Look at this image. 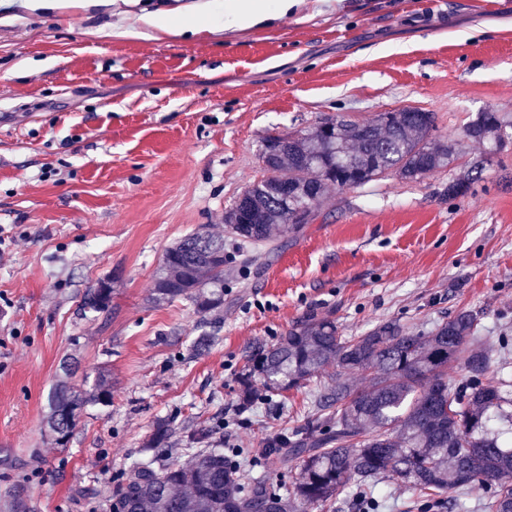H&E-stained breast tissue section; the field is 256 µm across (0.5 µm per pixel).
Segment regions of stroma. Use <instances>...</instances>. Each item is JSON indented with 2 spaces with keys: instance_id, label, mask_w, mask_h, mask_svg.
<instances>
[{
  "instance_id": "35a3bbf8",
  "label": "stroma",
  "mask_w": 512,
  "mask_h": 512,
  "mask_svg": "<svg viewBox=\"0 0 512 512\" xmlns=\"http://www.w3.org/2000/svg\"><path fill=\"white\" fill-rule=\"evenodd\" d=\"M224 3L0 7V512H109L159 420L181 435L211 424L219 448L302 431L313 384L272 396L256 380L244 409L237 375L248 346L310 316L358 336L474 309L512 379V142L463 197L448 183L481 158L475 142L414 181L329 186L314 223L245 257L224 222L263 177L268 136L410 106L452 144L476 113L512 117V0H302L247 29L225 24ZM197 6L210 22L194 33L141 21ZM199 229L233 255L204 328L185 303L149 300L166 249ZM107 277L114 310L97 317L82 301ZM204 329L218 341L197 357ZM101 372L111 403L86 406L57 443L50 392Z\"/></svg>"
}]
</instances>
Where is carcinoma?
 I'll list each match as a JSON object with an SVG mask.
<instances>
[{"instance_id": "1", "label": "carcinoma", "mask_w": 512, "mask_h": 512, "mask_svg": "<svg viewBox=\"0 0 512 512\" xmlns=\"http://www.w3.org/2000/svg\"><path fill=\"white\" fill-rule=\"evenodd\" d=\"M336 127L317 125L299 137L272 135L280 143L275 176L251 185L247 208L253 226L244 228L235 208L224 223L236 236L262 244L310 223L328 186L350 180L362 186L392 174L415 180L445 168L452 148L432 138V112L403 108L368 121L335 119ZM512 121L496 112H479L463 127L464 135L484 146L485 155L464 175L448 183V196L465 195L473 172L499 152ZM224 241L203 231L184 236L164 253L153 281L156 302H188L204 317L224 302ZM112 281L88 290L82 307L112 311ZM478 313L461 310L428 335L398 320H387L360 336H343L330 317H309L268 343H257L244 356L239 375L242 403L253 400L251 379L261 377L275 392L298 388L327 366L336 372L321 383L311 400L314 439L288 440V446L251 453L252 464L271 465L289 482L254 478L224 459L203 425L190 438L185 464L136 462L113 487L110 512H305L326 510L353 487L357 500L377 508L376 481L392 479L424 496L456 499L481 492L482 512H512V437L498 423H512V398L496 377L497 361L475 336ZM462 366L460 383L448 380V367ZM370 370L373 383L360 389L349 375ZM110 385L100 376L93 389L57 385L50 403L49 427L66 413L87 404H107ZM176 431L167 420L156 422L146 447L170 451Z\"/></svg>"}]
</instances>
